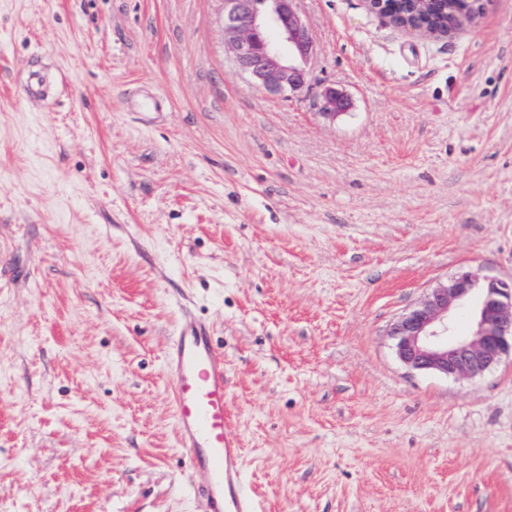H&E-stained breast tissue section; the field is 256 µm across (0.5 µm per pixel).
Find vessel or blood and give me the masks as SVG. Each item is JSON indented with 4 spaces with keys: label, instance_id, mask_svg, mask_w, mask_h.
I'll list each match as a JSON object with an SVG mask.
<instances>
[{
    "label": "vessel or blood",
    "instance_id": "1",
    "mask_svg": "<svg viewBox=\"0 0 512 512\" xmlns=\"http://www.w3.org/2000/svg\"><path fill=\"white\" fill-rule=\"evenodd\" d=\"M164 361L173 376L178 442L194 489L205 500L204 512H260L227 421L224 353L215 345L209 325L184 318Z\"/></svg>",
    "mask_w": 512,
    "mask_h": 512
}]
</instances>
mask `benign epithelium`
I'll list each match as a JSON object with an SVG mask.
<instances>
[{"instance_id": "1", "label": "benign epithelium", "mask_w": 512, "mask_h": 512, "mask_svg": "<svg viewBox=\"0 0 512 512\" xmlns=\"http://www.w3.org/2000/svg\"><path fill=\"white\" fill-rule=\"evenodd\" d=\"M297 0H224V46L239 73L266 93L286 98L302 92L308 82L307 63L314 55L309 26L295 9ZM448 11L445 25L415 22L401 28L446 37L476 24L483 11L455 7L456 0H417ZM320 115L336 120L349 105L332 87L319 99ZM468 308L472 329L452 334V313ZM396 358L423 374L468 379L483 374L504 356L512 355V279L479 280L462 274L428 290L392 325Z\"/></svg>"}]
</instances>
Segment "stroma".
Returning a JSON list of instances; mask_svg holds the SVG:
<instances>
[{
  "label": "stroma",
  "instance_id": "1",
  "mask_svg": "<svg viewBox=\"0 0 512 512\" xmlns=\"http://www.w3.org/2000/svg\"><path fill=\"white\" fill-rule=\"evenodd\" d=\"M296 7L282 98L223 0H0V512H203L164 363L188 312L263 512H512V358L414 374L389 336L453 276L512 278V0L443 38ZM319 114L327 121H336V116L343 113L349 105L348 98L335 88L327 87L319 99Z\"/></svg>",
  "mask_w": 512,
  "mask_h": 512
}]
</instances>
